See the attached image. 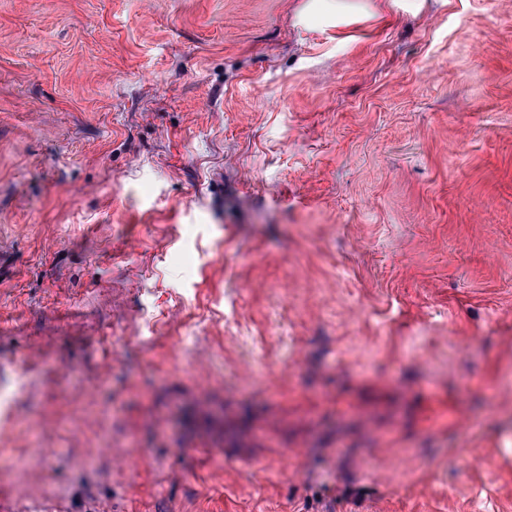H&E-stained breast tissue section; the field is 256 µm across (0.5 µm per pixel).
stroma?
Returning a JSON list of instances; mask_svg holds the SVG:
<instances>
[{"label": "stroma", "instance_id": "1", "mask_svg": "<svg viewBox=\"0 0 512 512\" xmlns=\"http://www.w3.org/2000/svg\"><path fill=\"white\" fill-rule=\"evenodd\" d=\"M306 2L0 0L12 512H512V0Z\"/></svg>", "mask_w": 512, "mask_h": 512}]
</instances>
